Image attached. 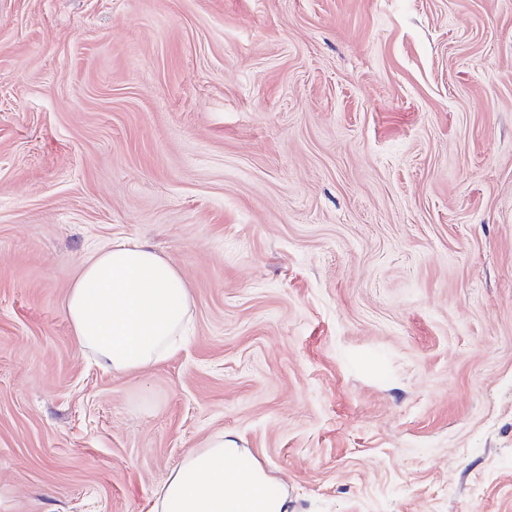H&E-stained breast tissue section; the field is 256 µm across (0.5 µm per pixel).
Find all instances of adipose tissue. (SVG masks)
<instances>
[{
	"label": "adipose tissue",
	"instance_id": "ef3b65f1",
	"mask_svg": "<svg viewBox=\"0 0 512 512\" xmlns=\"http://www.w3.org/2000/svg\"><path fill=\"white\" fill-rule=\"evenodd\" d=\"M191 295L145 244L113 242L86 257L65 310L81 349L115 373L148 368L181 344ZM152 512H288V495L237 441L213 435L153 491Z\"/></svg>",
	"mask_w": 512,
	"mask_h": 512
}]
</instances>
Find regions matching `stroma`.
Returning a JSON list of instances; mask_svg holds the SVG:
<instances>
[{"mask_svg":"<svg viewBox=\"0 0 512 512\" xmlns=\"http://www.w3.org/2000/svg\"><path fill=\"white\" fill-rule=\"evenodd\" d=\"M146 242L184 345L77 344ZM226 432L289 512H512V0H0V512H150ZM191 295L176 268L124 241L86 257L65 310L77 344L115 373L148 368L181 344Z\"/></svg>","mask_w":512,"mask_h":512,"instance_id":"stroma-1","label":"stroma"}]
</instances>
